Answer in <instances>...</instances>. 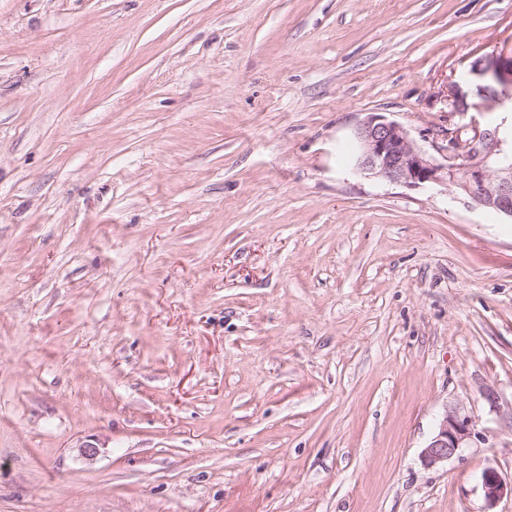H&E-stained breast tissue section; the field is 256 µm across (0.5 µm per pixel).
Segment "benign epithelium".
<instances>
[{"label":"benign epithelium","mask_w":512,"mask_h":512,"mask_svg":"<svg viewBox=\"0 0 512 512\" xmlns=\"http://www.w3.org/2000/svg\"><path fill=\"white\" fill-rule=\"evenodd\" d=\"M502 123L483 127L471 121L472 135L464 138L448 130V144L439 147L440 162L415 145L407 129L380 113H372L357 127V167L365 174L410 188L453 186L477 206L512 219V141L503 136ZM472 437L469 421L447 411L437 431L421 452L425 465H440L466 447ZM487 512L505 498L512 499V481L494 468L481 474Z\"/></svg>","instance_id":"obj_1"}]
</instances>
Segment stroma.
Instances as JSON below:
<instances>
[{
  "label": "stroma",
  "mask_w": 512,
  "mask_h": 512,
  "mask_svg": "<svg viewBox=\"0 0 512 512\" xmlns=\"http://www.w3.org/2000/svg\"><path fill=\"white\" fill-rule=\"evenodd\" d=\"M510 81L512 0H0V512H484L512 221L354 132ZM472 437L469 421L449 410L438 423L437 431L421 452L425 465L433 467L448 462Z\"/></svg>",
  "instance_id": "stroma-1"
}]
</instances>
